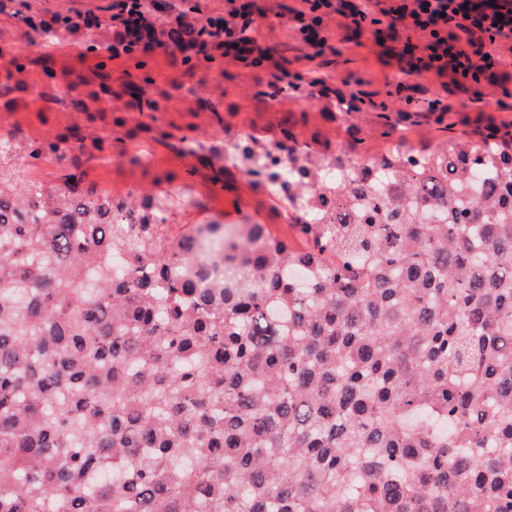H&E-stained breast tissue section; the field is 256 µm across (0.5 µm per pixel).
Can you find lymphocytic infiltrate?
I'll use <instances>...</instances> for the list:
<instances>
[{
	"instance_id": "f902f5d3",
	"label": "lymphocytic infiltrate",
	"mask_w": 512,
	"mask_h": 512,
	"mask_svg": "<svg viewBox=\"0 0 512 512\" xmlns=\"http://www.w3.org/2000/svg\"><path fill=\"white\" fill-rule=\"evenodd\" d=\"M290 19L303 40L315 49L328 42V21L339 11V0H301ZM371 9H351L349 19L356 30L378 31L383 24L405 23L421 31L423 43H405L404 52L416 57L418 70L452 74L458 89L469 91L485 73L511 64L494 52L493 44L512 37V0H374ZM264 14L255 0H224L220 14L198 17L195 38L176 45L179 53L194 51L206 59L230 57L256 71H272L276 81L290 73L276 66L269 47L261 43L260 21ZM112 30L107 45L117 59L139 49L163 47V25L153 12L152 0H113L106 22Z\"/></svg>"
}]
</instances>
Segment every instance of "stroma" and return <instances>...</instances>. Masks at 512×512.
<instances>
[{
	"instance_id": "stroma-1",
	"label": "stroma",
	"mask_w": 512,
	"mask_h": 512,
	"mask_svg": "<svg viewBox=\"0 0 512 512\" xmlns=\"http://www.w3.org/2000/svg\"><path fill=\"white\" fill-rule=\"evenodd\" d=\"M255 3L274 14L264 43L290 72L303 73L299 90L274 94L272 77L257 78L229 58L204 61L193 70L159 49L113 60L104 50L112 37L106 27L76 34L62 29L51 39L40 33L41 21L58 14L107 18L112 0H0V50L19 63L11 71L0 66V80L8 79L10 87L0 92V136L55 142L67 155L63 161L17 158L0 168L19 179L38 171L50 191L72 173L81 186L100 191L158 193L180 186L196 203L172 202L170 234H188L206 223L257 222L282 239L288 233L287 199L254 186L228 164L226 142L268 143L288 130L295 146L312 152L342 148L354 157H377L392 142L420 150L451 137L479 141L491 124L512 127V76L498 73L482 81L476 88L481 99L473 101L450 76L409 74L407 61L391 55L400 41L419 42V33L401 26L377 35L358 33L340 15L330 20L332 38L313 60L310 46L285 20L297 0ZM312 76L345 95L361 88L378 102L386 98V79L399 78L405 95L417 100L439 95L451 109L429 113L410 106L393 112L396 129L387 140L379 135L377 109L362 108L345 121L332 118L335 106L313 93ZM75 154L76 167L68 161ZM137 154L143 163L134 162Z\"/></svg>"
}]
</instances>
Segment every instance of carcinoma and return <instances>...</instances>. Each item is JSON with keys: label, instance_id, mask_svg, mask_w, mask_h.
<instances>
[{"label": "carcinoma", "instance_id": "carcinoma-1", "mask_svg": "<svg viewBox=\"0 0 512 512\" xmlns=\"http://www.w3.org/2000/svg\"><path fill=\"white\" fill-rule=\"evenodd\" d=\"M289 140L230 160L308 177L305 254L0 176V512H512V141L398 148L339 226Z\"/></svg>", "mask_w": 512, "mask_h": 512}]
</instances>
